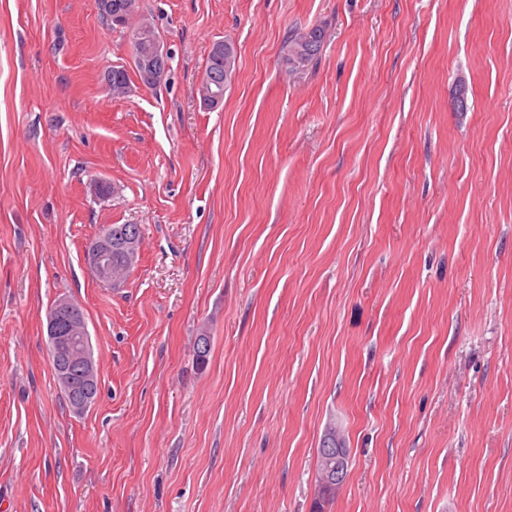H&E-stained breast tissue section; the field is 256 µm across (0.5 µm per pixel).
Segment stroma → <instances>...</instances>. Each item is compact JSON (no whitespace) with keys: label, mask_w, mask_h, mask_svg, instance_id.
I'll list each match as a JSON object with an SVG mask.
<instances>
[{"label":"stroma","mask_w":512,"mask_h":512,"mask_svg":"<svg viewBox=\"0 0 512 512\" xmlns=\"http://www.w3.org/2000/svg\"><path fill=\"white\" fill-rule=\"evenodd\" d=\"M140 6L157 88L96 0H0V505L512 512V0ZM218 41L236 70L208 109ZM107 224L141 227L116 288L85 264ZM62 296L100 376L80 415L49 363ZM332 423L348 477L321 501ZM325 31L321 26H313L292 34L286 43L284 61L295 71H304L313 66L322 51ZM166 52L167 50L160 44L156 47L154 54L148 56L143 69V79H140V83L143 86L150 84L153 86L146 87L156 88L154 86H159L163 83L169 67L166 60Z\"/></svg>","instance_id":"obj_1"}]
</instances>
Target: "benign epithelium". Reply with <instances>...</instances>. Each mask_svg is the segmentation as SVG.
<instances>
[{
  "mask_svg": "<svg viewBox=\"0 0 512 512\" xmlns=\"http://www.w3.org/2000/svg\"><path fill=\"white\" fill-rule=\"evenodd\" d=\"M169 64L166 60V49L158 45L153 55L147 58L143 69V79L140 83L159 86L163 83ZM123 234L119 240L112 239V232L100 236L85 254V263L100 283L117 286L122 273L112 267V250L118 248L123 251L127 259V266L137 262L139 254L140 236L133 225L122 228ZM47 337L51 343L50 360L53 369L63 385L71 383L69 369L72 363L78 362L84 368V382L87 385L86 396L79 408L86 409L95 400L92 392L99 382L98 369L91 352V339L88 334L85 320L78 310L75 301L61 298L53 309L46 323ZM329 462L328 482L340 486L345 482L348 474V452L345 448H326Z\"/></svg>",
  "mask_w": 512,
  "mask_h": 512,
  "instance_id": "obj_1",
  "label": "benign epithelium"
}]
</instances>
